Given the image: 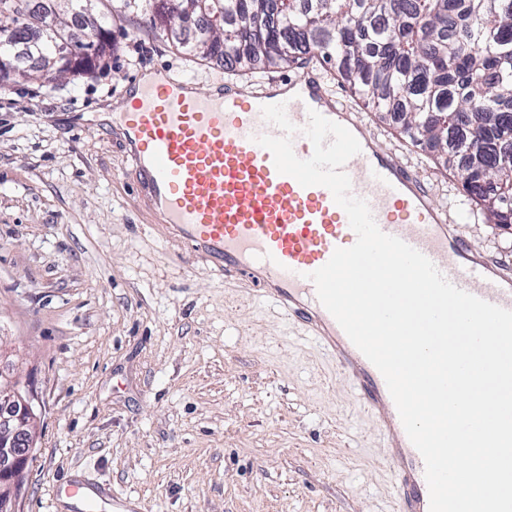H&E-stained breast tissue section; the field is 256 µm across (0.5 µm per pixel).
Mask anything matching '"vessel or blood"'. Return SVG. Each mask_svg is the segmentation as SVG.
I'll return each instance as SVG.
<instances>
[{
  "mask_svg": "<svg viewBox=\"0 0 512 512\" xmlns=\"http://www.w3.org/2000/svg\"><path fill=\"white\" fill-rule=\"evenodd\" d=\"M282 103L299 132L298 158L313 153L300 129L309 111L348 128L361 145L344 166L353 196L364 199L378 227L428 257L456 287L512 310V266L472 249L429 186L401 158L383 150L368 124L340 95L329 93L319 69L259 88L241 81L202 92L192 79L162 75L144 84L112 120L138 174L137 191L169 236L195 258L238 284L250 301L277 308L349 380L351 390L389 440L396 460L392 512H430L425 463L409 440L380 371L320 303L310 272L335 249L356 241L345 211L322 186H301L277 172L259 135H279L262 106Z\"/></svg>",
  "mask_w": 512,
  "mask_h": 512,
  "instance_id": "vessel-or-blood-1",
  "label": "vessel or blood"
}]
</instances>
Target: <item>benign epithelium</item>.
Here are the masks:
<instances>
[{
  "instance_id": "1",
  "label": "benign epithelium",
  "mask_w": 512,
  "mask_h": 512,
  "mask_svg": "<svg viewBox=\"0 0 512 512\" xmlns=\"http://www.w3.org/2000/svg\"><path fill=\"white\" fill-rule=\"evenodd\" d=\"M36 392L23 381L0 340V512H18L19 491L36 445Z\"/></svg>"
}]
</instances>
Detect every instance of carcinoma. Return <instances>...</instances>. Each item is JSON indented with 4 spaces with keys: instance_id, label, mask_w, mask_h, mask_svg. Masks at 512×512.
Listing matches in <instances>:
<instances>
[{
    "instance_id": "1",
    "label": "carcinoma",
    "mask_w": 512,
    "mask_h": 512,
    "mask_svg": "<svg viewBox=\"0 0 512 512\" xmlns=\"http://www.w3.org/2000/svg\"><path fill=\"white\" fill-rule=\"evenodd\" d=\"M209 9L224 32L200 28L172 39L200 60L233 56L238 66L279 68L318 55L373 109L425 144L493 224L512 227V0H288L273 27L268 0H95L106 30L141 21L161 36L181 15ZM43 16L36 0H0V59L54 49L58 38L79 49L86 19L73 0H55ZM113 36L101 42L90 71L107 67Z\"/></svg>"
}]
</instances>
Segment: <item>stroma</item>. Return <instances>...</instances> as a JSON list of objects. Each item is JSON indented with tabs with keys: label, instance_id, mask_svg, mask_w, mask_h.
<instances>
[{
	"label": "stroma",
	"instance_id": "obj_1",
	"mask_svg": "<svg viewBox=\"0 0 512 512\" xmlns=\"http://www.w3.org/2000/svg\"><path fill=\"white\" fill-rule=\"evenodd\" d=\"M107 68L0 95V332L39 393V438L18 512H389L384 448L348 381L273 308L242 305L175 245L136 195L124 138L101 113L131 77L164 70L208 91L291 68L228 71L121 21ZM451 215L472 247L512 265L428 150L324 67ZM80 483L84 500L65 495Z\"/></svg>",
	"mask_w": 512,
	"mask_h": 512
}]
</instances>
